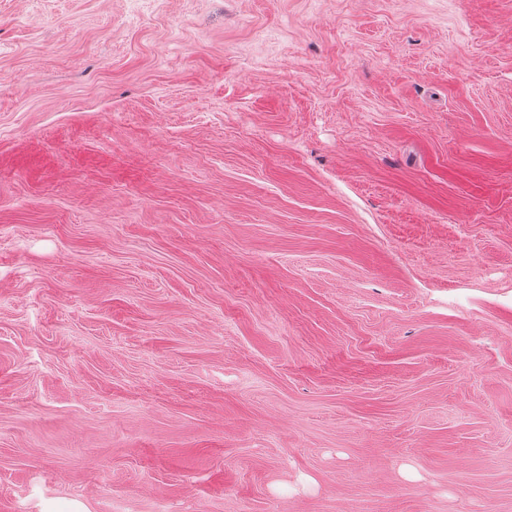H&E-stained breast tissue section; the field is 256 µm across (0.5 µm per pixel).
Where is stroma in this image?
Masks as SVG:
<instances>
[{
	"instance_id": "obj_1",
	"label": "stroma",
	"mask_w": 512,
	"mask_h": 512,
	"mask_svg": "<svg viewBox=\"0 0 512 512\" xmlns=\"http://www.w3.org/2000/svg\"><path fill=\"white\" fill-rule=\"evenodd\" d=\"M512 512V0H0V512Z\"/></svg>"
}]
</instances>
